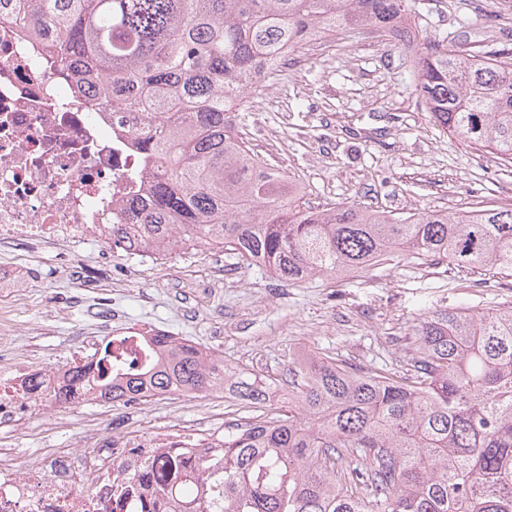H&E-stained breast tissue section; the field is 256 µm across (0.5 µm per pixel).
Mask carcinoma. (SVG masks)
I'll use <instances>...</instances> for the list:
<instances>
[{
  "label": "carcinoma",
  "instance_id": "carcinoma-1",
  "mask_svg": "<svg viewBox=\"0 0 512 512\" xmlns=\"http://www.w3.org/2000/svg\"><path fill=\"white\" fill-rule=\"evenodd\" d=\"M416 0H0V21L43 42L57 67L132 130L148 161L144 193L111 227L112 249L217 245L274 277L336 280L376 265L446 261L512 277V208L407 217L358 203H301L286 172L238 135L235 112L288 62L285 50L372 29L404 46L413 91L436 124L512 163V58L482 55L412 26ZM152 364L120 377L88 365L71 388L124 405L141 395L222 393L247 408L222 444L180 451L151 510L179 512H512V308L423 315L401 369L367 376L327 354L291 370L294 405L267 383L171 336Z\"/></svg>",
  "mask_w": 512,
  "mask_h": 512
}]
</instances>
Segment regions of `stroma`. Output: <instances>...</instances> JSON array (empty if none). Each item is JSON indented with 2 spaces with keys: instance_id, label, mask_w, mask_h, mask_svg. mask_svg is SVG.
I'll list each match as a JSON object with an SVG mask.
<instances>
[{
  "instance_id": "1",
  "label": "stroma",
  "mask_w": 512,
  "mask_h": 512,
  "mask_svg": "<svg viewBox=\"0 0 512 512\" xmlns=\"http://www.w3.org/2000/svg\"><path fill=\"white\" fill-rule=\"evenodd\" d=\"M415 20L431 33L465 34L471 53L488 45L512 53V0H418ZM326 43L320 55L291 53L235 117L249 148L300 183L304 202H355L401 216L512 205V163L434 123L412 90L403 46L374 33ZM0 271L22 286L17 296L0 288L17 361L65 363L83 341L101 342L94 325L103 301L120 319L154 324L267 380L281 411L292 401L290 368L311 353L373 375L407 355L405 336L420 314L512 306V277H494L486 288L445 263L377 265L341 280L316 274L286 283L208 245L155 260L98 243L5 244ZM236 418L233 399L221 393L145 405L96 401L75 416L34 408L23 423L0 428V438L22 455L83 440L74 460L80 468L102 453L84 440L92 432H219Z\"/></svg>"
}]
</instances>
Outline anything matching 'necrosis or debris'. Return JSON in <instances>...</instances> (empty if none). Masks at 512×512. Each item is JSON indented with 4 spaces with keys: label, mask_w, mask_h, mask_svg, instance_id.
<instances>
[{
    "label": "necrosis or debris",
    "mask_w": 512,
    "mask_h": 512,
    "mask_svg": "<svg viewBox=\"0 0 512 512\" xmlns=\"http://www.w3.org/2000/svg\"><path fill=\"white\" fill-rule=\"evenodd\" d=\"M145 160L126 126L62 81L42 42L20 24H0V243L22 238L48 246L84 239L110 241L112 225L127 221L124 204L139 190ZM117 372L140 371L147 348L138 325L112 330ZM62 365L43 366L32 391L27 375L0 363V421L16 423L32 404L53 403L67 381ZM180 435L109 442L79 491L65 453L18 467L0 452V512H144L153 483L126 492V476L184 448Z\"/></svg>",
    "instance_id": "1"
}]
</instances>
